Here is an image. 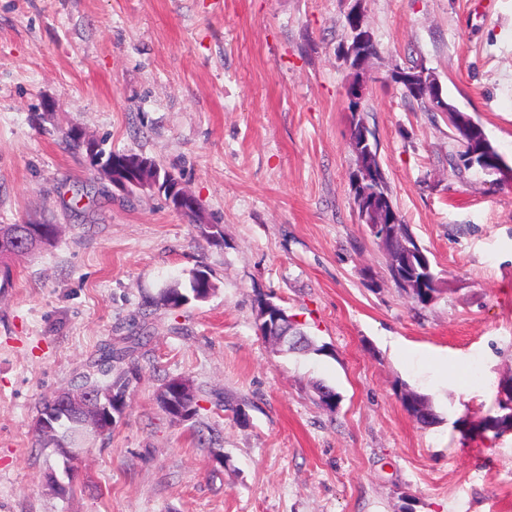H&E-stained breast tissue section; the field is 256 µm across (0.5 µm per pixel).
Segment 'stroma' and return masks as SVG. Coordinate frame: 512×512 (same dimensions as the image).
Instances as JSON below:
<instances>
[{"label": "stroma", "mask_w": 512, "mask_h": 512, "mask_svg": "<svg viewBox=\"0 0 512 512\" xmlns=\"http://www.w3.org/2000/svg\"><path fill=\"white\" fill-rule=\"evenodd\" d=\"M349 6L0 0V224L47 215L61 229L0 290V512H512V433L454 427L493 412L512 376V186L457 177L447 117L390 78L423 64L512 164V0H365L377 56L364 118L440 277L423 308L385 275L353 205ZM73 124L179 174L222 242L152 192L113 193L65 150ZM199 268L207 300L152 305ZM269 296L322 352L265 341ZM142 332L111 435L68 470L34 436L40 398ZM180 377L201 397L188 422L157 402ZM316 382L336 408L314 401ZM408 389L439 424L406 412ZM402 403L407 413L421 425L427 427L439 422V416L426 395L407 390L402 395Z\"/></svg>", "instance_id": "stroma-1"}]
</instances>
